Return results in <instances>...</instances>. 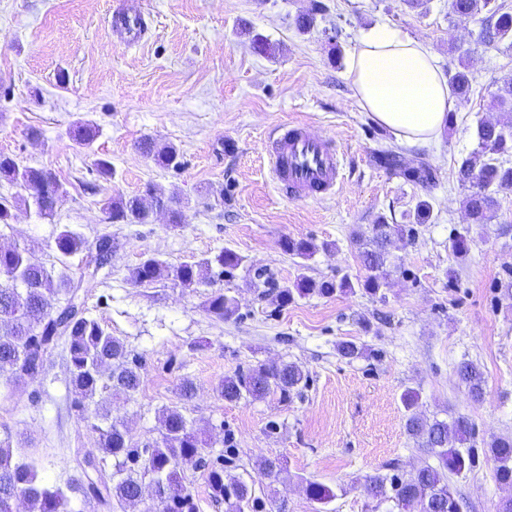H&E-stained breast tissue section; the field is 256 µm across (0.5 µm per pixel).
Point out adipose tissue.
I'll return each instance as SVG.
<instances>
[{
	"mask_svg": "<svg viewBox=\"0 0 512 512\" xmlns=\"http://www.w3.org/2000/svg\"><path fill=\"white\" fill-rule=\"evenodd\" d=\"M347 75L371 118L411 145L434 140L456 107L436 57L394 29L364 34Z\"/></svg>",
	"mask_w": 512,
	"mask_h": 512,
	"instance_id": "1",
	"label": "adipose tissue"
}]
</instances>
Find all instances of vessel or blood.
I'll return each instance as SVG.
<instances>
[{
	"mask_svg": "<svg viewBox=\"0 0 512 512\" xmlns=\"http://www.w3.org/2000/svg\"><path fill=\"white\" fill-rule=\"evenodd\" d=\"M266 152L275 181L292 201L332 195L344 177L338 145L304 126H276L268 137Z\"/></svg>",
	"mask_w": 512,
	"mask_h": 512,
	"instance_id": "vessel-or-blood-1",
	"label": "vessel or blood"
}]
</instances>
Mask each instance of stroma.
<instances>
[{
	"label": "stroma",
	"instance_id": "stroma-1",
	"mask_svg": "<svg viewBox=\"0 0 512 512\" xmlns=\"http://www.w3.org/2000/svg\"><path fill=\"white\" fill-rule=\"evenodd\" d=\"M324 2L326 11L302 33L295 19L310 0H0V83L10 88L0 97V153L51 170L62 184L51 217L17 205L11 223L0 224V247L27 249L51 273L76 279L90 254L61 256L55 239L62 227L90 244L112 235V266L85 301L90 316L141 357L139 392L110 404L135 442L157 438V412L177 401L187 378L195 385L190 419L214 453L232 435L230 469L252 482L256 495L286 501L288 512H316L304 487L317 481L334 492L325 512H400L394 502L368 498L362 484L394 461L404 474L429 462L404 429L400 397L413 388L419 413L474 423L475 463L449 482L461 512H497L512 497L488 452L493 438L512 436V191L498 194L491 223L469 224L468 189L456 168L476 146L479 120L512 122V107L493 103L512 78V45L481 44L482 16L457 19L448 0H422L415 9L404 0ZM128 8L146 24L133 43L116 32L115 17ZM383 23L432 51L441 70L462 57L469 64L472 90L457 102L453 131L428 144H402L371 122L347 77L363 32ZM256 34L271 53L253 50ZM87 120L99 128L88 148L69 134ZM293 122L340 146L344 181L335 195L291 201L280 193L265 142L273 126ZM146 139L174 145L180 166L165 168L144 155L138 145ZM387 148L407 165L430 163L437 183L415 184L381 166L376 154ZM99 157L111 162V179L93 173ZM150 184L177 198L182 224L159 210L146 224L104 223L108 199L142 195ZM421 200L431 217L416 239L393 238L396 266L384 299L347 291L299 298L276 311L260 298L253 280L260 267L288 287L302 271L317 280L362 274L357 237L382 221L412 223ZM464 230L472 244L458 259L449 244ZM287 237L335 249L302 265L283 251ZM225 248L245 258L223 283L239 306L226 321L207 312V286L169 279L136 286L128 279L147 255L175 266ZM343 341L364 345L365 354L341 358ZM465 360L484 372L481 403L470 401L455 374ZM283 361L309 375L292 401L217 398L224 376ZM73 400L60 347L47 352L38 379L0 385V440L18 457L39 459L51 485H66L76 458L96 445ZM266 458L284 461L278 479L259 469Z\"/></svg>",
	"mask_w": 512,
	"mask_h": 512
}]
</instances>
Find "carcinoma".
<instances>
[{"instance_id":"obj_1","label":"carcinoma","mask_w":512,"mask_h":512,"mask_svg":"<svg viewBox=\"0 0 512 512\" xmlns=\"http://www.w3.org/2000/svg\"><path fill=\"white\" fill-rule=\"evenodd\" d=\"M494 0H449L450 13L460 20L468 19L482 10L489 16L482 28V42L495 46L504 41L512 43V12L491 7ZM326 6L313 0L311 7L295 19L297 30L309 31L316 16ZM448 84L453 93L466 97L472 87V78L465 58L448 71ZM99 129L92 123H83L74 129L80 144L88 147L96 139ZM477 149L462 159L456 171L457 181L470 188L464 199V209L472 224H486L493 217L497 205L496 195L512 189V166L499 161V157L512 154V127L498 121L481 120L475 130ZM140 150L167 168L180 166L179 152L171 144H159L145 139ZM386 168L406 179L431 185L436 182L437 170L430 164L409 167L399 152L393 149L379 151ZM17 182L26 191L21 201L32 204L41 215L54 210L62 191L56 175L44 168L20 169L10 155L0 154V181ZM145 196L160 208L169 211L171 222H182V212L173 207L175 198L166 197L154 186L145 189ZM151 209L143 198L122 197L110 199L103 208L106 224H146ZM416 224H374L371 237L359 253L364 276L340 280H315L303 273L297 276L294 287L275 285L272 276L263 271L255 279L264 290L261 298L281 308L294 296L317 295L330 297L336 292L361 290L375 296L387 285L389 252L387 245L394 235L416 238L417 226L426 223L430 205L420 200L415 207ZM85 238L77 231L65 227L55 240L56 250L63 256L83 252ZM285 253L308 259L317 250L330 252L332 243L316 244L311 239L284 238ZM243 258L234 250L225 248L211 257H194L176 267L148 256L128 270V280L135 285L149 284L161 277H172L184 288L201 284L211 285L234 277ZM99 267L85 272L75 280L66 272L53 276L44 265L31 260L17 249H0V375L5 384L33 379L44 368V355L61 339L67 345L66 365L69 381L75 394V406L88 410L97 394L107 391L111 397L129 400L139 391L142 363L123 339L112 335L96 319L87 315L82 290L93 287ZM66 297L67 315L56 318L54 300ZM205 308L213 317L230 319L237 313L234 299L216 288L208 294ZM457 375L468 389L469 398L478 402L483 396L485 376L481 367L464 361ZM308 374L295 362L268 365L257 363L240 368L224 377L215 389L217 397L226 402L263 400L277 395L288 401L307 385ZM195 386L189 379L182 380L179 401L163 408L158 416L159 438L140 445L133 441L128 426L112 419L107 411L95 410L91 424L98 433L97 448L85 454L81 468L82 481L71 479L66 488L49 485L39 477L35 461L14 457V448L0 442V512H13L17 501L27 504L28 512H70V495L80 494L96 503L106 512H136L143 503L140 488L154 483L163 491L156 502V512H197L198 506L191 490L184 483L187 467L202 468L212 499L225 505V512H288L285 501L260 497L241 476L224 471V455L211 459L213 450L209 440L193 427L187 417V403L193 397ZM405 431L418 446L432 455L436 464H426L413 474L392 475L376 473L365 478L366 495L378 501L392 499L402 512H460V504L448 482V476L470 468L474 457L462 448L474 439L475 428L471 420L458 416L451 420H430L411 412L405 420ZM489 452L496 464L497 479L512 485V437L501 436L490 443ZM114 461L112 473L103 468V458ZM309 499L325 505L334 497L332 489L315 481L307 482Z\"/></svg>"}]
</instances>
